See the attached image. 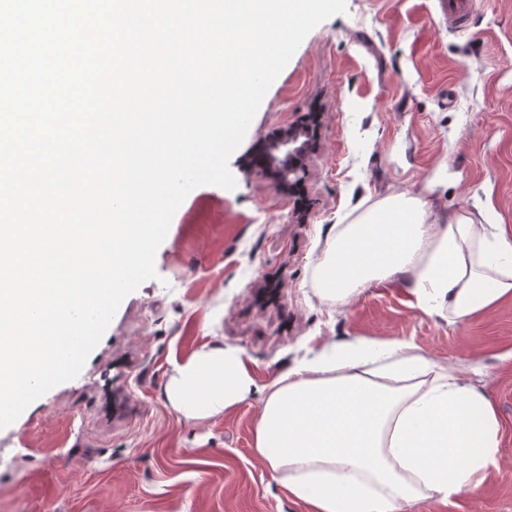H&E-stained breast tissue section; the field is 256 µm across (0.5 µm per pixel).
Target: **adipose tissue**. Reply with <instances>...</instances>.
Returning <instances> with one entry per match:
<instances>
[{
	"label": "adipose tissue",
	"instance_id": "1",
	"mask_svg": "<svg viewBox=\"0 0 512 512\" xmlns=\"http://www.w3.org/2000/svg\"><path fill=\"white\" fill-rule=\"evenodd\" d=\"M314 272L324 300L343 304L370 283H393L411 306L456 324L512 298V237L464 211L435 217L428 199L402 194L330 235ZM255 386L246 353L219 342L175 363L165 395L184 419L202 421ZM262 388L254 450L306 512L448 503L479 489L497 460L487 391L406 343L326 342Z\"/></svg>",
	"mask_w": 512,
	"mask_h": 512
}]
</instances>
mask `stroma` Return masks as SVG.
I'll return each instance as SVG.
<instances>
[{"label": "stroma", "mask_w": 512, "mask_h": 512, "mask_svg": "<svg viewBox=\"0 0 512 512\" xmlns=\"http://www.w3.org/2000/svg\"><path fill=\"white\" fill-rule=\"evenodd\" d=\"M315 103L302 216L245 158ZM229 168L235 189L186 197L157 278L122 302L80 374L0 429V512H304L254 451L260 394L195 422L170 407L165 385L206 344L245 350L262 386L320 340L355 336L479 368L500 421L479 490L403 512H512V300L451 325L391 285L335 307L313 275L332 226L396 194L512 233V0H474L461 33L448 29V0H347L302 41Z\"/></svg>", "instance_id": "stroma-1"}]
</instances>
